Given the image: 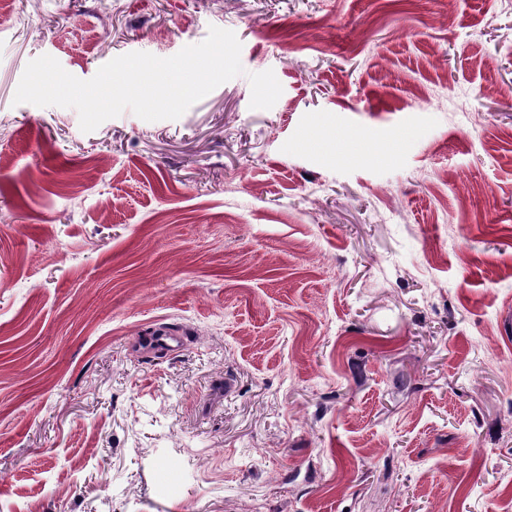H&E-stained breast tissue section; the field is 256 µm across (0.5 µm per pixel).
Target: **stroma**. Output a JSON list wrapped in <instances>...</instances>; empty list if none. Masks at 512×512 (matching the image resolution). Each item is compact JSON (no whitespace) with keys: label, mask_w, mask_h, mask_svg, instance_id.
<instances>
[{"label":"stroma","mask_w":512,"mask_h":512,"mask_svg":"<svg viewBox=\"0 0 512 512\" xmlns=\"http://www.w3.org/2000/svg\"><path fill=\"white\" fill-rule=\"evenodd\" d=\"M6 12L0 512H512V0ZM213 26L178 119L13 102ZM142 343L143 344H140L138 342L139 347L156 352H173L179 350L183 346L181 336L166 328H159L155 330L153 336Z\"/></svg>","instance_id":"stroma-1"}]
</instances>
